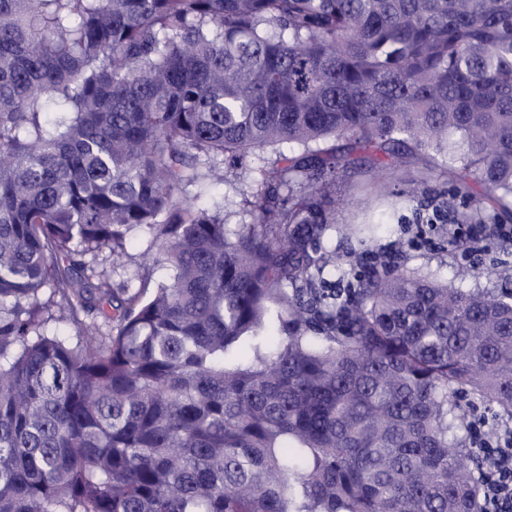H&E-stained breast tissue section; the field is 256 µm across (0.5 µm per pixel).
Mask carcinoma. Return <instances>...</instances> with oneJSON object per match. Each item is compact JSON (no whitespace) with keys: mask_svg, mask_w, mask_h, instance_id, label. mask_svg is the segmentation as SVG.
Masks as SVG:
<instances>
[{"mask_svg":"<svg viewBox=\"0 0 512 512\" xmlns=\"http://www.w3.org/2000/svg\"><path fill=\"white\" fill-rule=\"evenodd\" d=\"M509 246L512 0H0V512H475L508 261H411ZM368 177L363 169L349 168L344 173L341 172L336 181V196L343 201V209L336 215L337 221L341 224H349L353 221V214L356 206L353 199L363 195L365 201L371 200L375 196V190H371L366 184ZM257 191V185L251 179L249 173H242L240 177L229 176L228 182L224 185L216 188L211 192L210 195L203 196L198 203L210 204L212 200L218 203L224 204V197L232 204L229 209L231 213L228 223L229 224H241V222H249V216L241 211L242 205L241 200L244 196H247ZM149 246L148 237L142 232L134 235L128 244V252L131 256L128 265L122 269L118 270L116 274H114V280L120 281L125 280L128 281L131 285V288H139L141 276L148 274L147 270H144L142 267V255L147 250ZM452 259L449 257L438 258V255L426 254L413 262L414 265L422 266L436 273L441 279L453 280L454 268L451 265Z\"/></svg>","mask_w":512,"mask_h":512,"instance_id":"obj_1","label":"carcinoma"}]
</instances>
